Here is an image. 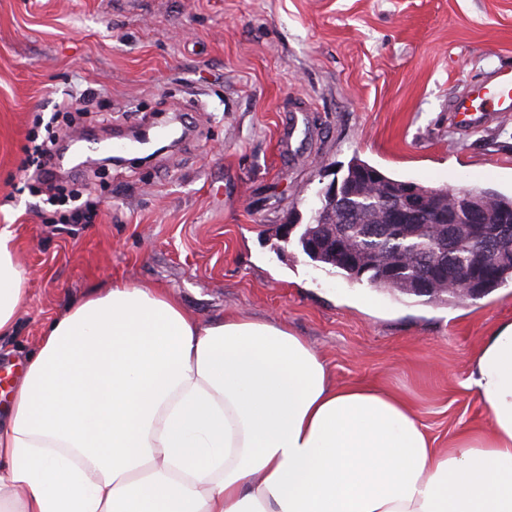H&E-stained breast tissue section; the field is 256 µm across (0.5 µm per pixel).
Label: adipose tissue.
I'll list each match as a JSON object with an SVG mask.
<instances>
[{"mask_svg": "<svg viewBox=\"0 0 512 512\" xmlns=\"http://www.w3.org/2000/svg\"><path fill=\"white\" fill-rule=\"evenodd\" d=\"M25 281L0 229V335ZM469 386L489 426L438 448L409 401L335 384L282 325L116 283L48 322L15 381L0 512H512V322Z\"/></svg>", "mask_w": 512, "mask_h": 512, "instance_id": "1", "label": "adipose tissue"}]
</instances>
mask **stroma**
Wrapping results in <instances>:
<instances>
[{"label":"stroma","mask_w":512,"mask_h":512,"mask_svg":"<svg viewBox=\"0 0 512 512\" xmlns=\"http://www.w3.org/2000/svg\"><path fill=\"white\" fill-rule=\"evenodd\" d=\"M512 62V0H0V229L28 301L0 338L23 371L42 329L112 284L146 283L201 321L268 319L302 336L336 384L409 400L438 446L489 413L468 388L483 336L512 321V282L478 299L395 294L332 276L297 235L352 158L404 181L512 196V114L464 134L448 101ZM94 93L112 122L51 123ZM186 109L176 145L144 164L63 163L94 214L46 224L24 185L31 134L111 142Z\"/></svg>","instance_id":"1"}]
</instances>
